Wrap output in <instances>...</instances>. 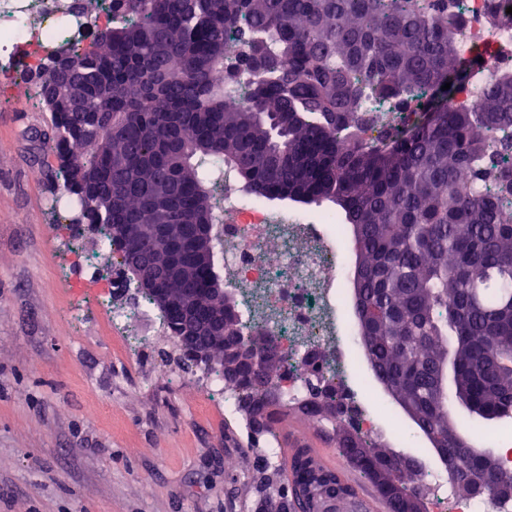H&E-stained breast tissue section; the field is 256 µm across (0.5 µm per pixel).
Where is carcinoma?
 Segmentation results:
<instances>
[{
  "label": "carcinoma",
  "instance_id": "cac0c4a2",
  "mask_svg": "<svg viewBox=\"0 0 512 512\" xmlns=\"http://www.w3.org/2000/svg\"><path fill=\"white\" fill-rule=\"evenodd\" d=\"M509 2L489 0L506 27ZM46 9L74 28L52 45L66 66L36 84L74 223L112 226L125 270L135 253L159 271L156 287L194 289V317L206 322L219 301L209 289L224 284L217 261L201 262L196 229L216 221L208 167L229 164L268 201L330 207L355 256L348 294L371 381L411 403L420 433L439 435L441 463L459 474L453 492L512 512L492 485L471 483L486 466L493 482L512 475L456 417L459 405L482 431L512 420V70L474 75L443 0H112V27L85 48L95 22L83 0ZM475 85L479 112L462 100ZM168 217L183 225L173 238L159 231ZM159 315L171 336L187 331L182 313ZM237 340L260 352L275 344L242 323L232 295L226 345L213 350L237 410L252 414L250 433L277 446L297 411L331 429L388 512H407L420 495L411 474L398 478L400 456L359 431L336 384L315 375L326 414L288 396L281 352L241 362L227 345ZM285 490L283 503L264 495L266 512H320L350 494L305 448L291 455Z\"/></svg>",
  "mask_w": 512,
  "mask_h": 512
}]
</instances>
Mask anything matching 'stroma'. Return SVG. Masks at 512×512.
Returning a JSON list of instances; mask_svg holds the SVG:
<instances>
[{
    "instance_id": "obj_1",
    "label": "stroma",
    "mask_w": 512,
    "mask_h": 512,
    "mask_svg": "<svg viewBox=\"0 0 512 512\" xmlns=\"http://www.w3.org/2000/svg\"><path fill=\"white\" fill-rule=\"evenodd\" d=\"M31 81L0 78V512H255L265 452L202 368L183 369L158 324L114 330L134 292L86 282L71 256L96 233L55 208L58 163L31 140L50 116ZM140 339L143 360L125 344ZM172 377L150 382L153 362ZM354 507L386 512L376 488L337 458Z\"/></svg>"
}]
</instances>
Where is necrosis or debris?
I'll return each instance as SVG.
<instances>
[{
    "label": "necrosis or debris",
    "instance_id": "obj_1",
    "mask_svg": "<svg viewBox=\"0 0 512 512\" xmlns=\"http://www.w3.org/2000/svg\"><path fill=\"white\" fill-rule=\"evenodd\" d=\"M487 3L448 0L449 12L462 18V54L482 59L489 72L512 68V29L490 24ZM37 9L38 0H0V43L9 37L50 46L60 35L59 26L48 14L30 26ZM218 188L224 284L237 295L243 320L269 330L288 362H298L313 346L323 351V365L359 363L344 291L348 250L335 213L255 197L230 167ZM275 234L286 246L273 252L267 242Z\"/></svg>",
    "mask_w": 512,
    "mask_h": 512
}]
</instances>
